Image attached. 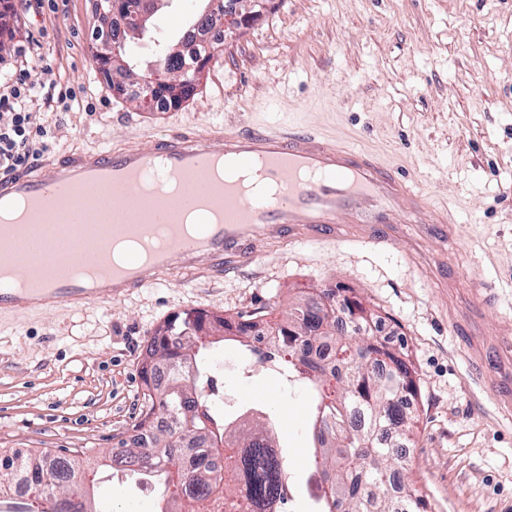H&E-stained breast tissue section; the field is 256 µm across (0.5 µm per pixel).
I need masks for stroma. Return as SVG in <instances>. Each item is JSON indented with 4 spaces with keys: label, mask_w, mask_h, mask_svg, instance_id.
<instances>
[{
    "label": "stroma",
    "mask_w": 512,
    "mask_h": 512,
    "mask_svg": "<svg viewBox=\"0 0 512 512\" xmlns=\"http://www.w3.org/2000/svg\"><path fill=\"white\" fill-rule=\"evenodd\" d=\"M95 0H7L0 69L50 66L86 109L33 103L48 154L107 149L192 122L312 126L375 153L426 194L447 238L415 225L384 246L352 239L273 244L223 278L176 276L87 311L0 318V453L89 454L133 441L145 409L141 368L164 323L206 311L285 318L300 292L346 288L387 317L415 369L419 419L407 477L429 512H512V423L475 344L512 330V0H258L205 66L197 90L155 112L92 69ZM225 399L279 425L291 512H310L312 407L284 391L236 337L214 346ZM101 512H157V492L100 483Z\"/></svg>",
    "instance_id": "35a3bbf8"
}]
</instances>
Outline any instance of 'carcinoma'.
<instances>
[{
  "label": "carcinoma",
  "instance_id": "carcinoma-1",
  "mask_svg": "<svg viewBox=\"0 0 512 512\" xmlns=\"http://www.w3.org/2000/svg\"><path fill=\"white\" fill-rule=\"evenodd\" d=\"M239 0H223V8L189 19L187 26L204 27L233 13ZM99 30L136 39L141 53L127 56L129 68L111 69L112 82H131L148 68L176 72L185 58L171 53L175 42L154 29L138 38L112 28L100 17ZM352 317L362 327L381 317L358 302L322 288L295 299L288 316L269 326L262 347L244 336V346L256 363L268 365L311 390L315 408L313 452L321 494L314 512H418V489L404 475L412 447V428L418 409L408 402L415 395L413 370L401 347L375 337L345 333L341 318ZM226 320L213 317L208 326L191 313L158 331L172 336L179 352L155 344L142 367L147 411L140 427L150 432L144 442L118 444L109 451L110 476L136 479L158 488L160 512H201L211 501L222 500L247 512H288L290 484L286 455L267 454L278 448L274 422L242 430V415L214 408L216 393L211 337L227 331ZM301 339L285 345L282 333ZM169 414L174 423L157 429L155 411ZM35 481L31 498L49 504L24 512H99L95 489L98 473L81 453L74 455L0 456V498L15 493L22 476Z\"/></svg>",
  "mask_w": 512,
  "mask_h": 512
}]
</instances>
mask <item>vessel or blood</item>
<instances>
[{"label":"vessel or blood","instance_id":"obj_1","mask_svg":"<svg viewBox=\"0 0 512 512\" xmlns=\"http://www.w3.org/2000/svg\"><path fill=\"white\" fill-rule=\"evenodd\" d=\"M157 164L190 190L179 206L160 197L146 213L140 185ZM111 190L121 194L113 209L105 200ZM427 209L426 199L375 154L293 124L216 130L182 123L148 146L128 140L109 149L71 150L0 176V238L32 248L30 256L16 257L0 284V316L121 301L175 271L220 277L249 265L266 242L333 240L347 224L361 228L368 241L384 242L397 225L422 223ZM186 210L202 216L201 240L186 237ZM90 221L146 245L154 225L162 224L169 246L148 263L132 255L121 269L109 268L105 251L88 254L86 263L100 275L93 282L78 279L41 242L47 225L69 234ZM24 279L29 287H21Z\"/></svg>","mask_w":512,"mask_h":512}]
</instances>
